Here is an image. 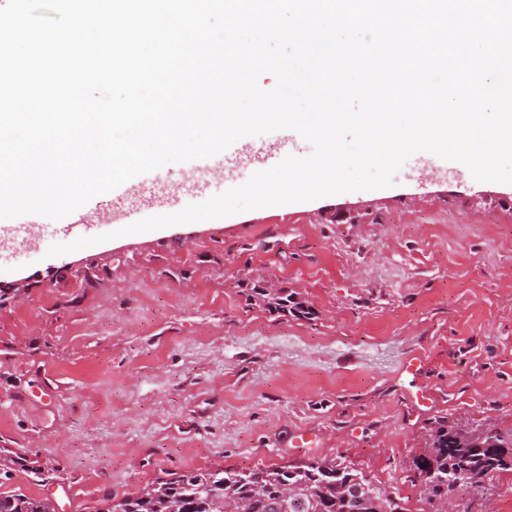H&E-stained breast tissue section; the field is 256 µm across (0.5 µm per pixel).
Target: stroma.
Returning a JSON list of instances; mask_svg holds the SVG:
<instances>
[{
    "instance_id": "35a3bbf8",
    "label": "stroma",
    "mask_w": 512,
    "mask_h": 512,
    "mask_svg": "<svg viewBox=\"0 0 512 512\" xmlns=\"http://www.w3.org/2000/svg\"><path fill=\"white\" fill-rule=\"evenodd\" d=\"M371 200L378 223H336ZM125 226L52 257L34 224L35 261L0 265V493L99 512L167 474L342 458L432 512L410 477L429 421L512 435V184L412 157L341 200ZM260 275L315 317L246 305Z\"/></svg>"
}]
</instances>
